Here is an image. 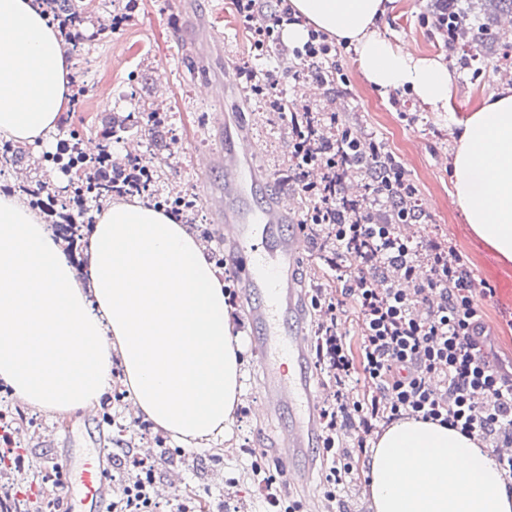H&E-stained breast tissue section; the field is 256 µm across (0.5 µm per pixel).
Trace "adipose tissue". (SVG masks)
<instances>
[{
  "label": "adipose tissue",
  "instance_id": "obj_1",
  "mask_svg": "<svg viewBox=\"0 0 512 512\" xmlns=\"http://www.w3.org/2000/svg\"><path fill=\"white\" fill-rule=\"evenodd\" d=\"M298 24L353 45L381 93L408 88L444 112L448 65L381 36L384 0H288ZM72 63L34 0H0V134L34 145L68 110ZM453 203L474 234L512 261V87L458 132ZM81 286L49 225L0 194V383L36 410L97 405L121 365L136 415L182 446L225 436L241 402L244 360L224 275L204 241L164 211L114 201L93 227ZM373 512H512V484L478 441L432 421L401 419L373 442Z\"/></svg>",
  "mask_w": 512,
  "mask_h": 512
}]
</instances>
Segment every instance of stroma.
Instances as JSON below:
<instances>
[{"instance_id":"1","label":"stroma","mask_w":512,"mask_h":512,"mask_svg":"<svg viewBox=\"0 0 512 512\" xmlns=\"http://www.w3.org/2000/svg\"><path fill=\"white\" fill-rule=\"evenodd\" d=\"M116 13L130 14L122 26L99 33L97 21L80 27L89 45L87 89L83 104L67 112L59 132L86 133L102 118H122L135 111V95L150 94L174 126L176 142L170 151L156 154L148 135L142 134L113 144L115 155L141 162L155 161L164 172L156 193H191L199 210L189 221L196 232L208 234L211 252L224 249V225L211 201L223 182L220 169H196L199 153H217L224 148V134L214 125L216 112L241 115L255 127L259 163L269 175V187L295 192L288 178V157L292 147L288 121L269 111L262 97L253 95L246 74H239L224 98L198 101L195 87L203 81H224V56L232 54L237 63L256 66L253 32L236 12L232 0H114ZM432 0H389L380 22V33L395 46L420 57L439 58L456 73V83L444 112L426 111L407 91L381 94L367 83L357 55L343 42H336L334 64L345 80L340 83L342 123L367 141L385 145L413 183L425 212L412 230L418 242L447 243L462 257L475 281L492 288L493 296L482 298L480 324L485 330L483 345L494 366L512 363V262L503 259L478 239L460 209L450 205L453 192L451 158L456 149L453 133L503 85L472 82L460 68L455 54L444 46V37L431 25ZM277 89L296 105L314 112L331 106L315 83L304 79L298 59L280 50L267 64ZM58 134L30 147L25 168L0 166V193H14L23 183L49 182L43 195V210L56 211L71 176L62 171L39 169L43 155L55 151ZM108 410L115 427L103 424L98 409L73 414L37 416L34 432H24L14 452L25 457L16 467L9 457L0 458V503L9 512H33L41 493L62 494V486L42 482L44 471L70 459L73 449L100 448L104 451V472L118 474L127 453L151 456L155 464L156 506L153 512H174L176 504L192 500L196 512H270L271 507L250 477L255 460L275 464L273 448L288 413L256 422L247 407H240L229 445L182 448L173 441L151 443L148 423L130 412L129 401L110 400ZM368 455L357 463L358 479L339 489L325 512H371L365 483Z\"/></svg>"}]
</instances>
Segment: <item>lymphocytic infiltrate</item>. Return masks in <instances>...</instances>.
I'll return each instance as SVG.
<instances>
[{"instance_id": "lymphocytic-infiltrate-1", "label": "lymphocytic infiltrate", "mask_w": 512, "mask_h": 512, "mask_svg": "<svg viewBox=\"0 0 512 512\" xmlns=\"http://www.w3.org/2000/svg\"><path fill=\"white\" fill-rule=\"evenodd\" d=\"M360 148L359 138L341 129L332 157L310 148L292 155L289 164L297 176L321 162L331 171L322 187L305 183L301 189L316 192L317 206L326 212L311 234L329 250L327 265L353 298L360 330L359 349L351 351L339 302L323 292L313 296L323 317L314 340L316 362L335 388L322 410L324 448L334 457L323 474L327 498L335 500L337 487L354 476L341 439L344 427L351 423L369 434L378 423L404 416L505 444L496 461L511 478L512 370L490 365L479 349L470 273L452 247L414 244L394 232V224L418 215L414 209L393 214L381 203L382 195L400 193L402 176L357 201L343 195L334 172L352 164ZM333 212L342 220L330 221ZM358 380L364 391L357 398L352 391Z\"/></svg>"}]
</instances>
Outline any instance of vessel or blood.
Wrapping results in <instances>:
<instances>
[{
	"mask_svg": "<svg viewBox=\"0 0 512 512\" xmlns=\"http://www.w3.org/2000/svg\"><path fill=\"white\" fill-rule=\"evenodd\" d=\"M224 150L208 156L207 168H221L224 187L215 208L224 221L225 257L247 299L244 317L262 373L258 409L292 418L280 441L277 470L284 487L308 483L321 440L322 417L315 380L309 372L313 338L303 313L299 270L307 251L300 218L290 193L270 191L254 162L250 128L237 116H225ZM97 457L83 469L85 499L99 504L105 494Z\"/></svg>",
	"mask_w": 512,
	"mask_h": 512,
	"instance_id": "b4317fda",
	"label": "vessel or blood"
}]
</instances>
